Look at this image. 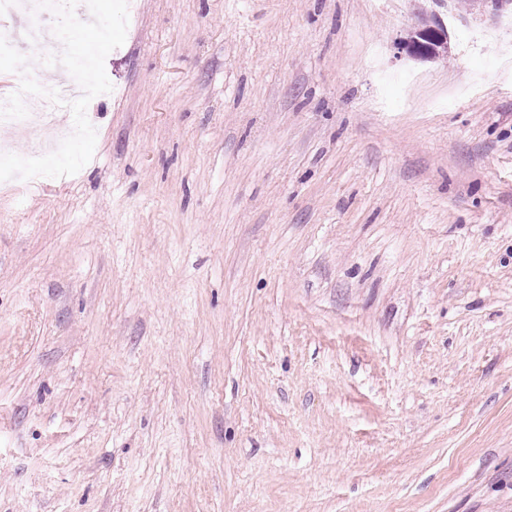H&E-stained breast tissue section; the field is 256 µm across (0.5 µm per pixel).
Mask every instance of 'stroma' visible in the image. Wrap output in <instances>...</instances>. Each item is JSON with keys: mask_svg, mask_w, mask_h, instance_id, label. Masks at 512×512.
<instances>
[{"mask_svg": "<svg viewBox=\"0 0 512 512\" xmlns=\"http://www.w3.org/2000/svg\"><path fill=\"white\" fill-rule=\"evenodd\" d=\"M105 70L0 186V512H512L504 17L134 0Z\"/></svg>", "mask_w": 512, "mask_h": 512, "instance_id": "1", "label": "stroma"}]
</instances>
